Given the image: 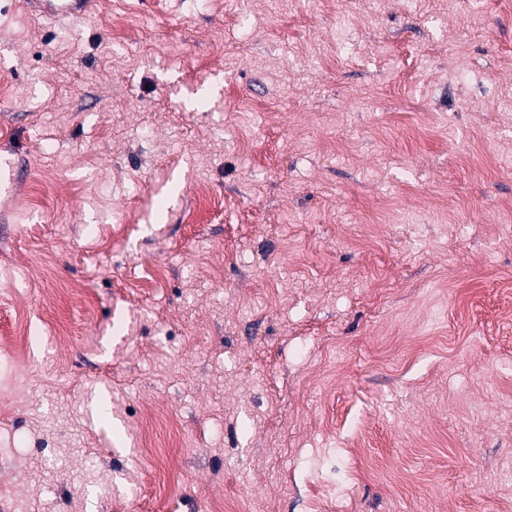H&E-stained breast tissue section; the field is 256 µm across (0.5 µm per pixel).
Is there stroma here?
Here are the masks:
<instances>
[{
    "mask_svg": "<svg viewBox=\"0 0 512 512\" xmlns=\"http://www.w3.org/2000/svg\"><path fill=\"white\" fill-rule=\"evenodd\" d=\"M334 2L0 0V512L512 501V8ZM24 13L33 18L64 20L98 9L97 0H22Z\"/></svg>",
    "mask_w": 512,
    "mask_h": 512,
    "instance_id": "stroma-1",
    "label": "stroma"
}]
</instances>
